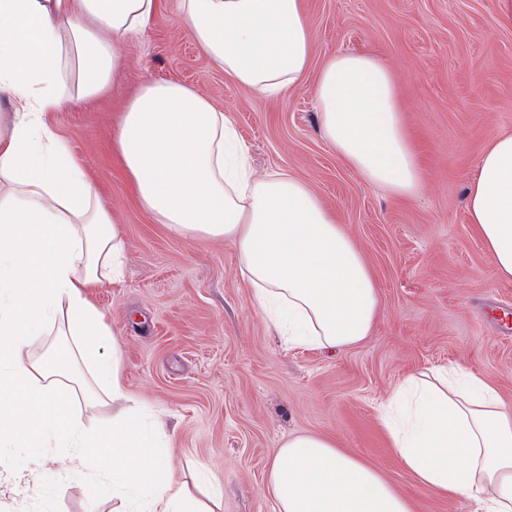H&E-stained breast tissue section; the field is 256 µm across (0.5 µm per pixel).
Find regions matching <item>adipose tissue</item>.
Listing matches in <instances>:
<instances>
[{
    "label": "adipose tissue",
    "instance_id": "ef3b65f1",
    "mask_svg": "<svg viewBox=\"0 0 512 512\" xmlns=\"http://www.w3.org/2000/svg\"><path fill=\"white\" fill-rule=\"evenodd\" d=\"M160 0H0V442L53 439L81 473L107 472L122 512H214L171 466L160 429L134 414L119 356L96 359L108 336L91 288L121 281L122 229L68 144L47 124L63 104L96 97L122 68ZM182 25L234 83L274 98L301 86L317 45L301 0H177ZM313 94L325 141L366 183L399 197L423 190L391 70L336 52ZM136 200L186 236L230 242L237 276L285 343L336 351L369 336L377 285L356 243L309 186L257 175L233 120L178 82H145L112 135ZM466 210L496 275L512 278V134L482 153ZM73 337L46 357L50 327ZM95 359L92 384L75 372ZM112 407L88 431L76 399ZM391 445L422 484L512 512V408L496 386L455 366L406 377L380 405ZM273 512H411L374 468L323 434L286 439L267 473Z\"/></svg>",
    "mask_w": 512,
    "mask_h": 512
}]
</instances>
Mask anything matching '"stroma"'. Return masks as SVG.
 Listing matches in <instances>:
<instances>
[{
    "instance_id": "obj_1",
    "label": "stroma",
    "mask_w": 512,
    "mask_h": 512,
    "mask_svg": "<svg viewBox=\"0 0 512 512\" xmlns=\"http://www.w3.org/2000/svg\"><path fill=\"white\" fill-rule=\"evenodd\" d=\"M323 63L337 51L371 55L392 71L424 189L413 199L367 184L328 146L313 100L316 73L276 99L254 95L217 69L176 15V0L131 41L113 85L98 98L49 113L120 223L121 283L91 300L122 353L129 395L163 422L172 466L189 487L220 485L215 512H272L264 492L283 438L332 435L339 449L378 470L412 512H474L402 465L378 406L409 375L459 365L482 374L512 406V280L497 278L468 220L464 195L478 159L512 133V24L497 0H303ZM147 80L192 86L231 115L257 173L284 170L335 209L379 288L370 336L335 352L289 348L267 328L236 274L233 245L189 237L141 209L112 152L124 105ZM25 488L0 481V512H112L102 476L77 473L67 449L0 445V459L28 470Z\"/></svg>"
}]
</instances>
